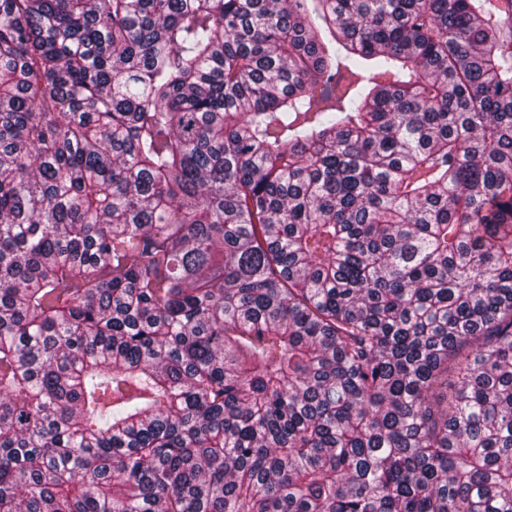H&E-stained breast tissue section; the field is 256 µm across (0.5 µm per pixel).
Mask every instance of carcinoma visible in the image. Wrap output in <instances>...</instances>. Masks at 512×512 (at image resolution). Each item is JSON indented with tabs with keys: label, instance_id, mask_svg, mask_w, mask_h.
Returning a JSON list of instances; mask_svg holds the SVG:
<instances>
[{
	"label": "carcinoma",
	"instance_id": "obj_1",
	"mask_svg": "<svg viewBox=\"0 0 512 512\" xmlns=\"http://www.w3.org/2000/svg\"><path fill=\"white\" fill-rule=\"evenodd\" d=\"M0 512H512V0H0Z\"/></svg>",
	"mask_w": 512,
	"mask_h": 512
}]
</instances>
